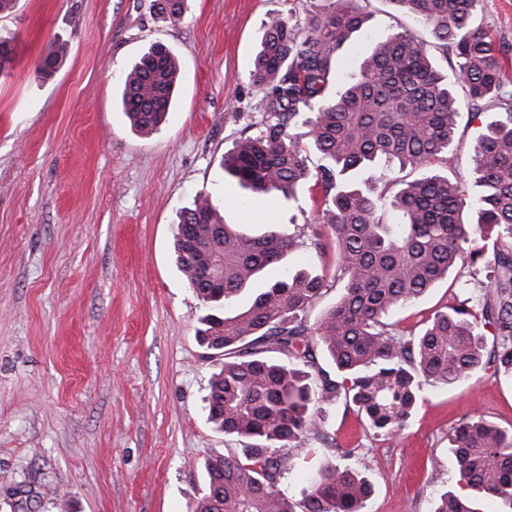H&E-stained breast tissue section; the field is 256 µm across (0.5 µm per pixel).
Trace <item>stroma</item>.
Instances as JSON below:
<instances>
[{
  "mask_svg": "<svg viewBox=\"0 0 512 512\" xmlns=\"http://www.w3.org/2000/svg\"><path fill=\"white\" fill-rule=\"evenodd\" d=\"M152 0H17L0 14L13 56L0 74V512H187L209 457L240 445L207 420L219 362L196 337L205 313L174 261L178 211L199 194L247 233L316 224L313 185L272 202L265 223L241 210L249 194L222 161L261 117L252 83L269 18H305L313 0H187L181 18ZM367 20L338 52L339 90L391 29L411 30L435 61L429 28L389 0H364ZM479 27L512 48V0H482ZM57 40L64 65L35 68ZM179 57L180 81L160 129L134 131L124 79L155 42ZM501 103L461 102L441 171L473 183L469 157ZM493 253L467 259L393 322L416 332L446 304L487 285ZM464 418L512 429V376L482 370L425 387L401 434H375L345 400L319 433L290 448L280 487L300 500L312 466L347 453L375 492L369 512H433L453 489L448 438Z\"/></svg>",
  "mask_w": 512,
  "mask_h": 512,
  "instance_id": "1",
  "label": "stroma"
}]
</instances>
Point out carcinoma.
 <instances>
[{
    "label": "carcinoma",
    "mask_w": 512,
    "mask_h": 512,
    "mask_svg": "<svg viewBox=\"0 0 512 512\" xmlns=\"http://www.w3.org/2000/svg\"><path fill=\"white\" fill-rule=\"evenodd\" d=\"M304 25L280 15L265 26L251 78L265 92V112L224 156V170L256 195L296 198L319 188L321 223L293 234L249 235L224 222L207 195L179 215L175 255L188 286L208 308L198 339L223 360L208 383V420L248 444L238 456L204 464L205 489L189 512H368L373 484L340 462L319 464L300 501L279 488L293 467L284 450L319 430L325 407L349 398L371 428L388 437L403 430L426 385L449 386L482 367L512 373V92L505 90L507 53L474 25L481 0H390L421 18L456 78L429 57L423 42L394 29L365 57L357 79L330 94L332 61L365 23L361 0H327ZM179 18L186 0H154ZM68 43L51 45L36 73L64 63ZM181 72L166 45H151L126 76L122 111L150 133L164 121ZM472 104L505 101L487 124L471 167L479 191L433 171L452 145L460 110L455 86ZM303 132L298 133L296 129ZM321 164L313 172L307 149ZM377 162L396 188L397 224H383L385 195L351 176ZM422 170L404 181L395 167ZM492 244L496 274L484 293L436 312L418 335L398 332L391 315L424 295L466 259L476 239ZM304 245L336 250V270L311 266L271 282L245 308L237 296L262 272ZM219 283L213 288L210 281ZM336 301L315 321L308 313L330 289ZM497 337L484 358L485 328ZM335 374L318 366V354ZM455 484L433 512H480L483 498L512 512V430L479 418L461 421L450 437Z\"/></svg>",
    "instance_id": "cac0c4a2"
}]
</instances>
